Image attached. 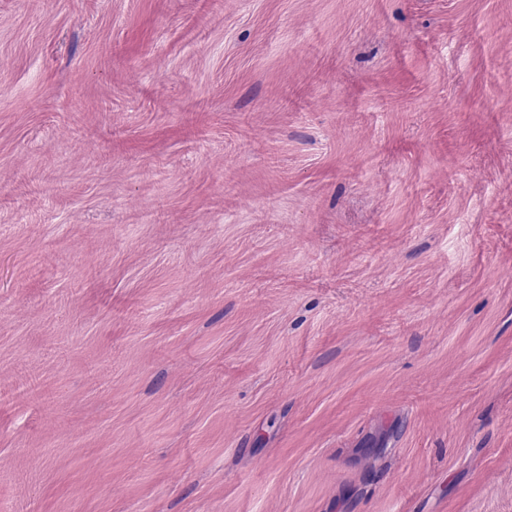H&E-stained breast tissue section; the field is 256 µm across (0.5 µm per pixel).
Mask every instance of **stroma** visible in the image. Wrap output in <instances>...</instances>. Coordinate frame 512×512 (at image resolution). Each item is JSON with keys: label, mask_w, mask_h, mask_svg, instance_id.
Segmentation results:
<instances>
[{"label": "stroma", "mask_w": 512, "mask_h": 512, "mask_svg": "<svg viewBox=\"0 0 512 512\" xmlns=\"http://www.w3.org/2000/svg\"><path fill=\"white\" fill-rule=\"evenodd\" d=\"M0 505L512 512V0H0Z\"/></svg>", "instance_id": "35a3bbf8"}]
</instances>
